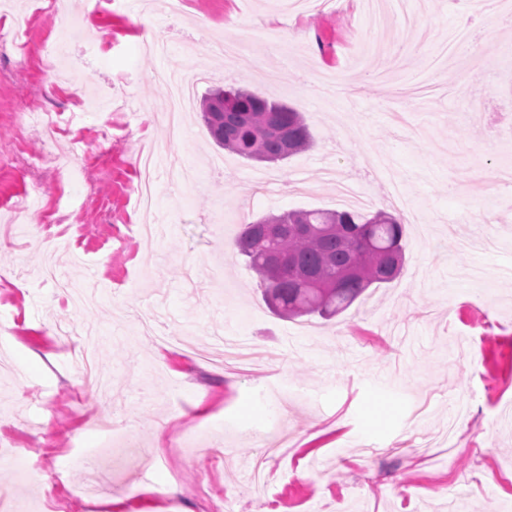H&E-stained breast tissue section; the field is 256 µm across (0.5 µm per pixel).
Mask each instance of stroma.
Listing matches in <instances>:
<instances>
[{"mask_svg":"<svg viewBox=\"0 0 512 512\" xmlns=\"http://www.w3.org/2000/svg\"><path fill=\"white\" fill-rule=\"evenodd\" d=\"M409 14L378 25L362 0H185L177 17L142 0L0 6V512H102L109 496L128 512H448L452 486L467 491L460 512L512 506V203L486 207L478 177L512 166V25L483 0H409ZM461 25L474 45L434 93L378 81L391 44H417L412 76ZM240 28L251 37L232 68L211 44ZM47 40L66 46L52 64ZM198 70L196 95L245 87L296 107L312 146L244 158L195 106L170 140L154 75ZM32 107L59 130L21 120ZM152 147L192 178L155 171L167 231L147 241L136 158ZM48 151L54 169L28 165ZM332 168L369 212L389 210L394 182L415 200L404 267L333 319L278 318L224 244L268 214L353 210ZM68 321L112 371L125 418L111 431L93 425L103 406L75 337L56 333ZM224 336L279 359L242 371L193 357ZM105 450L103 489L83 497L84 465ZM248 456L265 458V486Z\"/></svg>","mask_w":512,"mask_h":512,"instance_id":"obj_1","label":"stroma"}]
</instances>
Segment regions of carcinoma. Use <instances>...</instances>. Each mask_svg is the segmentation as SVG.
Instances as JSON below:
<instances>
[{
  "label": "carcinoma",
  "instance_id": "1",
  "mask_svg": "<svg viewBox=\"0 0 512 512\" xmlns=\"http://www.w3.org/2000/svg\"><path fill=\"white\" fill-rule=\"evenodd\" d=\"M202 119L215 143L241 156L278 161L311 147L301 112L247 90L208 91ZM403 225L390 213L292 210L244 225L238 253L259 278L265 299L283 317L317 314L329 318L346 310L374 284L398 273ZM283 260L279 279L270 276L269 253Z\"/></svg>",
  "mask_w": 512,
  "mask_h": 512
}]
</instances>
